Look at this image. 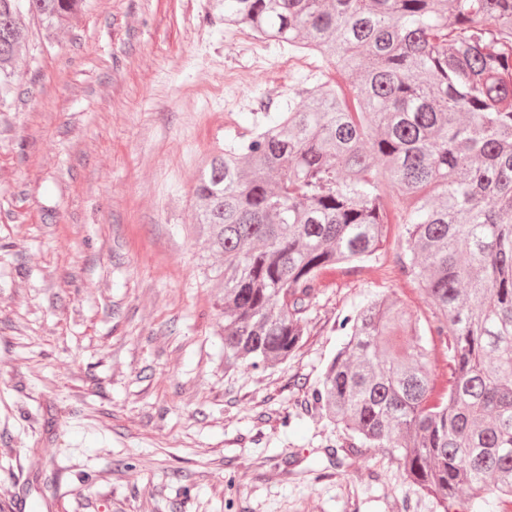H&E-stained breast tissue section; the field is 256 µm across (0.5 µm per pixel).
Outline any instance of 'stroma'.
I'll list each match as a JSON object with an SVG mask.
<instances>
[{
    "label": "stroma",
    "mask_w": 512,
    "mask_h": 512,
    "mask_svg": "<svg viewBox=\"0 0 512 512\" xmlns=\"http://www.w3.org/2000/svg\"><path fill=\"white\" fill-rule=\"evenodd\" d=\"M30 32L0 107V500L34 468L63 512H441L378 449L338 464L311 399L343 318L375 292L424 308L413 284L327 272L295 357L228 370L185 230L206 157L335 71L210 0H87Z\"/></svg>",
    "instance_id": "1"
}]
</instances>
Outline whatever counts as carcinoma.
I'll list each match as a JSON object with an SVG mask.
<instances>
[{"mask_svg":"<svg viewBox=\"0 0 512 512\" xmlns=\"http://www.w3.org/2000/svg\"><path fill=\"white\" fill-rule=\"evenodd\" d=\"M224 28L319 55L297 90L194 185L203 274L222 286L224 368H273L310 334L328 269L387 259L422 316L372 293L311 394L443 512L512 505V0H211ZM83 0H0V106L25 19L51 37ZM218 256V264L209 258Z\"/></svg>","mask_w":512,"mask_h":512,"instance_id":"1","label":"carcinoma"}]
</instances>
